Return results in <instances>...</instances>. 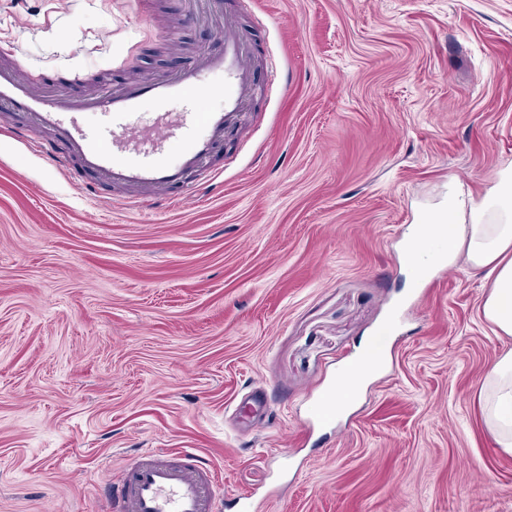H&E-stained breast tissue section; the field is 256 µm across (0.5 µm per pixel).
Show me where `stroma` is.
I'll return each mask as SVG.
<instances>
[{"label":"stroma","mask_w":512,"mask_h":512,"mask_svg":"<svg viewBox=\"0 0 512 512\" xmlns=\"http://www.w3.org/2000/svg\"><path fill=\"white\" fill-rule=\"evenodd\" d=\"M0 0V44L78 97L222 47L237 0ZM259 80L222 192L130 204L0 112V512H109L141 450L192 448L264 512H512L478 391L512 337L465 256L410 290L405 237L449 181L512 165V0H255ZM95 194H88L87 184ZM395 321L329 428L308 410Z\"/></svg>","instance_id":"1"}]
</instances>
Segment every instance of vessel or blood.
Masks as SVG:
<instances>
[{
  "label": "vessel or blood",
  "instance_id": "1",
  "mask_svg": "<svg viewBox=\"0 0 512 512\" xmlns=\"http://www.w3.org/2000/svg\"><path fill=\"white\" fill-rule=\"evenodd\" d=\"M221 52L198 54L171 76L146 79L130 73L118 88L79 99H53L16 68L0 64V112L24 114L14 139L41 155L64 144L80 169L113 188L131 192L132 203L170 199L172 189L187 195L217 190L221 171L210 159L225 133L240 127L248 106L271 95L274 82L258 80L250 39L235 16L225 15ZM223 101L203 111L210 92ZM50 133L42 141L41 133ZM334 387L312 409L314 424L332 422ZM113 512H257L254 493L225 498L216 475L188 453H140L108 483Z\"/></svg>",
  "mask_w": 512,
  "mask_h": 512
}]
</instances>
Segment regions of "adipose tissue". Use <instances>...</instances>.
Masks as SVG:
<instances>
[{
	"instance_id": "obj_1",
	"label": "adipose tissue",
	"mask_w": 512,
	"mask_h": 512,
	"mask_svg": "<svg viewBox=\"0 0 512 512\" xmlns=\"http://www.w3.org/2000/svg\"><path fill=\"white\" fill-rule=\"evenodd\" d=\"M433 241L446 247L448 258L465 252L471 267L491 275L482 315L500 334L512 336V165L485 193L452 184L434 208L418 213L408 247L413 264L429 262L425 245ZM479 400L487 430L512 453V350L488 371Z\"/></svg>"
}]
</instances>
